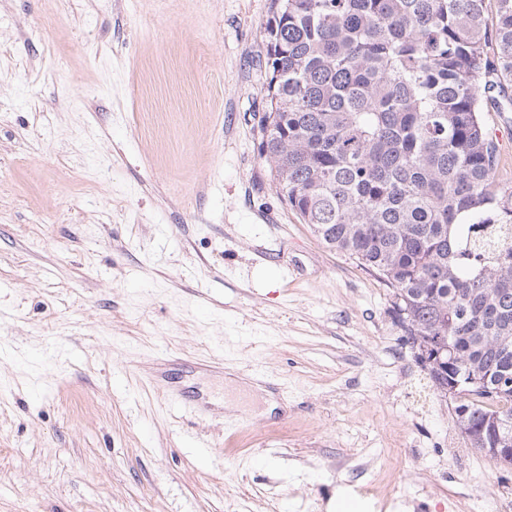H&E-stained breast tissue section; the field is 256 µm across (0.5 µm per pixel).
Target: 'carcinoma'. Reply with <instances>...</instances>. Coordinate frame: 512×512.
<instances>
[{"label": "carcinoma", "mask_w": 512, "mask_h": 512, "mask_svg": "<svg viewBox=\"0 0 512 512\" xmlns=\"http://www.w3.org/2000/svg\"><path fill=\"white\" fill-rule=\"evenodd\" d=\"M271 0L258 152L325 244L377 273L469 447L512 433V191L487 103H512V0Z\"/></svg>", "instance_id": "1"}]
</instances>
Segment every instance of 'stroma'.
<instances>
[{"mask_svg": "<svg viewBox=\"0 0 512 512\" xmlns=\"http://www.w3.org/2000/svg\"><path fill=\"white\" fill-rule=\"evenodd\" d=\"M270 5L0 0V512H512L258 154Z\"/></svg>", "mask_w": 512, "mask_h": 512, "instance_id": "stroma-1", "label": "stroma"}]
</instances>
